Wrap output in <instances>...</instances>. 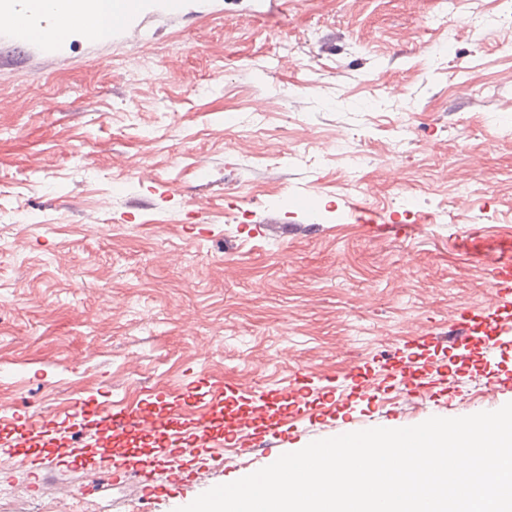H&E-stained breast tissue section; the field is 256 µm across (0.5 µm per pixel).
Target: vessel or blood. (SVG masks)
<instances>
[{"mask_svg":"<svg viewBox=\"0 0 512 512\" xmlns=\"http://www.w3.org/2000/svg\"><path fill=\"white\" fill-rule=\"evenodd\" d=\"M73 24L71 17L51 10L46 0H0V32L18 39H26L35 28L46 26L67 31ZM495 280V307L491 310L467 308L461 311L451 325L448 335L450 349L459 360H466L473 344L503 345L512 336V241H505L498 251L487 256ZM387 372L398 385L409 393L423 387L412 360L395 355L385 362ZM308 396L305 381L293 379L282 390H271L256 398H248L244 409L236 411L230 423V437L212 434L211 423L224 410V383L217 380L210 384L206 401L184 399L170 407L142 403L137 407H88L79 403L66 418V427L56 430L55 440L63 445L64 454L73 462H80L83 448L94 446L103 449L98 463L99 471L106 476L132 475L150 481L158 465L155 457L145 456L134 460L125 449L113 447V440L120 434L136 431L143 435H167L165 455L171 473L181 480H190V472L181 468L184 459L202 461L222 457L227 441H240L254 435L258 424L267 420L272 404L291 400L296 408L291 416H279V423L301 420L305 414L303 404Z\"/></svg>","mask_w":512,"mask_h":512,"instance_id":"1","label":"vessel or blood"}]
</instances>
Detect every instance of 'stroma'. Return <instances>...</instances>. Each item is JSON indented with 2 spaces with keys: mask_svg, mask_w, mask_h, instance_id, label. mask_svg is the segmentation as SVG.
Masks as SVG:
<instances>
[{
  "mask_svg": "<svg viewBox=\"0 0 512 512\" xmlns=\"http://www.w3.org/2000/svg\"><path fill=\"white\" fill-rule=\"evenodd\" d=\"M510 126L512 0H144L137 27H75L54 55L0 37V443L15 417L39 447L79 401L204 378L252 397L307 372L315 412L188 462L190 485L0 468V512H176L246 461L512 402V350L418 393L351 376L413 340L447 365L430 336L493 301L459 243L512 237Z\"/></svg>",
  "mask_w": 512,
  "mask_h": 512,
  "instance_id": "stroma-1",
  "label": "stroma"
}]
</instances>
